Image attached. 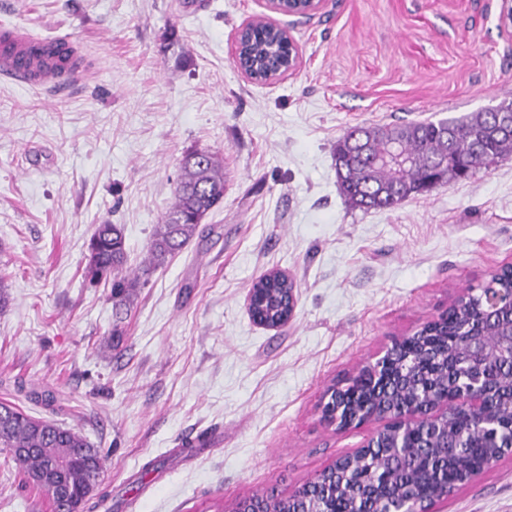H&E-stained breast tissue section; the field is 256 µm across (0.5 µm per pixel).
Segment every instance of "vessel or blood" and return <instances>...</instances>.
Listing matches in <instances>:
<instances>
[{"label": "vessel or blood", "instance_id": "1", "mask_svg": "<svg viewBox=\"0 0 512 512\" xmlns=\"http://www.w3.org/2000/svg\"><path fill=\"white\" fill-rule=\"evenodd\" d=\"M86 69L77 43L68 36L41 38L24 28H0V75L30 86L72 89Z\"/></svg>", "mask_w": 512, "mask_h": 512}]
</instances>
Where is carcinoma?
Masks as SVG:
<instances>
[{"label":"carcinoma","mask_w":512,"mask_h":512,"mask_svg":"<svg viewBox=\"0 0 512 512\" xmlns=\"http://www.w3.org/2000/svg\"><path fill=\"white\" fill-rule=\"evenodd\" d=\"M241 63L260 76L288 64L293 47L279 36L278 26L265 24L247 30ZM497 112H471L460 117L411 121L394 125H361L336 141L334 155L340 190L355 208L389 210L410 197L426 195L491 167L512 155V102L503 101ZM396 160L384 161L390 150ZM224 202V157L208 150H192L183 157L174 201L162 223L156 225L147 255L135 267L128 265L123 229L100 224L87 245L83 274L91 284H110V299L117 310H130L155 269L180 253L195 237L206 216ZM293 283L271 269L253 283L256 300L252 314L275 321L288 313L283 302ZM480 291L457 307L448 320L424 329L404 343L381 381L392 383L401 373L412 374L414 384H429L450 359L459 358L456 337L476 335L464 325L475 318ZM498 393L512 391V354L501 356ZM346 404L360 411L378 400L373 378L361 375L344 390ZM410 450L402 469L392 468L387 455L392 445ZM0 451L15 464L27 483L49 501L52 512L66 504L69 512H94L109 493L99 490L103 468L100 451L73 428L32 417L0 403ZM495 448L484 446L474 422L455 418L448 428V448L431 447L425 425L405 429L389 440V447L369 450L350 471L356 485L380 484L373 496L351 490L337 496L324 485H313L293 501L256 497L272 512H395L405 501L423 502L438 490L461 480V471L480 473L490 465Z\"/></svg>","instance_id":"1"}]
</instances>
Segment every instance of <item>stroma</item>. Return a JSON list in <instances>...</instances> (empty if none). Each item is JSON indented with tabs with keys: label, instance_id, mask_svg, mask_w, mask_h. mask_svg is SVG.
I'll return each mask as SVG.
<instances>
[{
	"label": "stroma",
	"instance_id": "stroma-1",
	"mask_svg": "<svg viewBox=\"0 0 512 512\" xmlns=\"http://www.w3.org/2000/svg\"><path fill=\"white\" fill-rule=\"evenodd\" d=\"M260 0H0V25L75 39L64 96L0 78V403L80 431L103 457L112 512H231L286 497L362 444L320 399L466 286L512 264V156L364 211L333 156L349 127L437 120L512 100V32L496 0H329L286 27L297 69L237 68ZM224 157V204L158 268L124 320L83 278L97 225L145 256L185 152ZM272 268L297 284L288 326L246 308ZM52 391L46 406L36 393ZM438 512H512V454ZM0 512H51L0 452Z\"/></svg>",
	"mask_w": 512,
	"mask_h": 512
}]
</instances>
